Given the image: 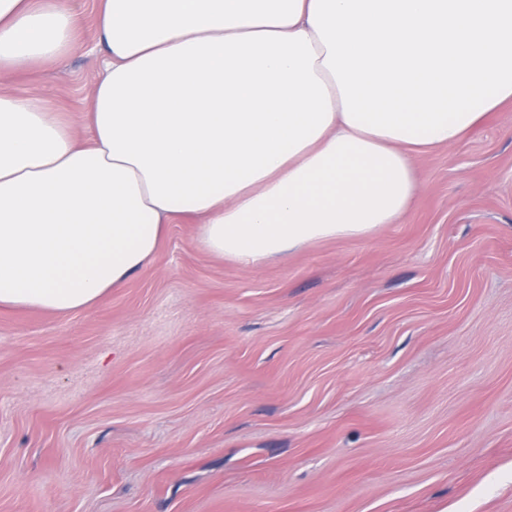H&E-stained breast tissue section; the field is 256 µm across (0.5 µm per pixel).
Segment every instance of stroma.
I'll return each mask as SVG.
<instances>
[{"instance_id":"1","label":"stroma","mask_w":512,"mask_h":512,"mask_svg":"<svg viewBox=\"0 0 512 512\" xmlns=\"http://www.w3.org/2000/svg\"><path fill=\"white\" fill-rule=\"evenodd\" d=\"M17 71L86 139L98 0ZM396 223L258 268L172 224L92 308L0 309V512H512V107Z\"/></svg>"}]
</instances>
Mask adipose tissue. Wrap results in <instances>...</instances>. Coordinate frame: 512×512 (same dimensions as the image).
<instances>
[{
    "mask_svg": "<svg viewBox=\"0 0 512 512\" xmlns=\"http://www.w3.org/2000/svg\"><path fill=\"white\" fill-rule=\"evenodd\" d=\"M77 21L0 0V308H91L181 220L250 267L367 236L411 208L413 155L512 104V0H100L82 143L6 88Z\"/></svg>",
    "mask_w": 512,
    "mask_h": 512,
    "instance_id": "obj_1",
    "label": "adipose tissue"
}]
</instances>
